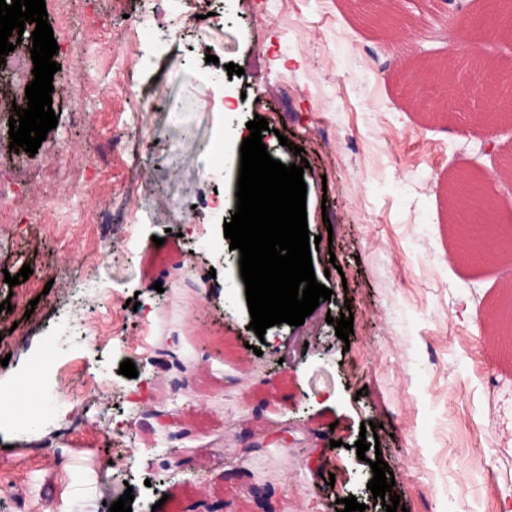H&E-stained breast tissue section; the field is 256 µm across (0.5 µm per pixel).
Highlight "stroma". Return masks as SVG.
<instances>
[{"label": "stroma", "mask_w": 512, "mask_h": 512, "mask_svg": "<svg viewBox=\"0 0 512 512\" xmlns=\"http://www.w3.org/2000/svg\"><path fill=\"white\" fill-rule=\"evenodd\" d=\"M45 3L58 124L15 153L0 112V270L32 269L0 279V388L46 355L49 414L0 426V512H109L128 490L132 512H202L220 494L235 512H336L364 499L378 456L407 512H512V352L495 313L512 255L468 260L448 194L465 171L494 217L512 212V124L489 148L471 121L501 110L486 78L512 71V39L448 24L480 0H400L386 33L347 0ZM459 37L484 65L449 86L435 73ZM230 62L244 72L223 87L193 76ZM422 63L432 75L403 91L399 73ZM257 115L273 159L309 162L312 264L333 291L261 338L224 236L238 175L217 153ZM346 310L344 341L332 320ZM127 359L137 377L120 374ZM177 413L191 425L180 467L160 423ZM369 421L380 449L361 456Z\"/></svg>", "instance_id": "35a3bbf8"}]
</instances>
